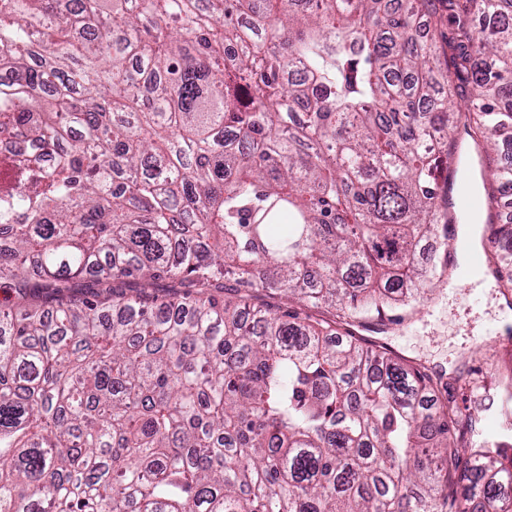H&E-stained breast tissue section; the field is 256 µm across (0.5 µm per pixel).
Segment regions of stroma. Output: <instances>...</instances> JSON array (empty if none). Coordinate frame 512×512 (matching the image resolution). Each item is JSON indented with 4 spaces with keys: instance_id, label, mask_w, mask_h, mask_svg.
Instances as JSON below:
<instances>
[{
    "instance_id": "1",
    "label": "stroma",
    "mask_w": 512,
    "mask_h": 512,
    "mask_svg": "<svg viewBox=\"0 0 512 512\" xmlns=\"http://www.w3.org/2000/svg\"><path fill=\"white\" fill-rule=\"evenodd\" d=\"M490 245L480 250L482 285H467L459 270L398 322L375 329L356 328V336L415 365L446 377L474 380V390L456 392L451 406L457 420L478 413L480 436L501 431L498 407H486L481 392H499L501 377L512 370V290L500 288L491 273Z\"/></svg>"
}]
</instances>
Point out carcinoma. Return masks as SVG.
Returning a JSON list of instances; mask_svg holds the SVG:
<instances>
[{
    "label": "carcinoma",
    "mask_w": 512,
    "mask_h": 512,
    "mask_svg": "<svg viewBox=\"0 0 512 512\" xmlns=\"http://www.w3.org/2000/svg\"><path fill=\"white\" fill-rule=\"evenodd\" d=\"M443 8L0 0V512H512V419L338 336L425 292L460 126L512 286V0Z\"/></svg>",
    "instance_id": "cac0c4a2"
}]
</instances>
